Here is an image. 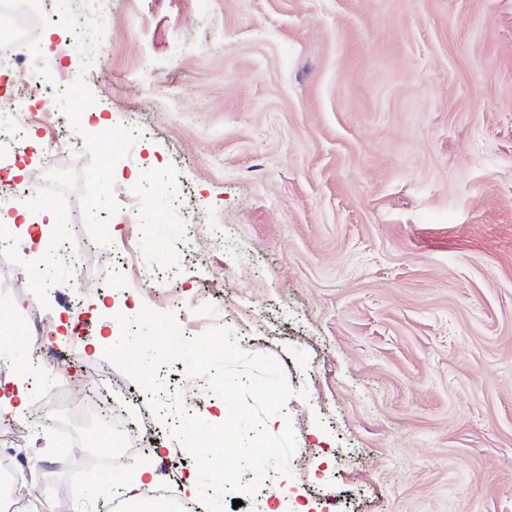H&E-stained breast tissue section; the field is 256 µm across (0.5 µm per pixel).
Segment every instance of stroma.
<instances>
[{
  "label": "stroma",
  "mask_w": 512,
  "mask_h": 512,
  "mask_svg": "<svg viewBox=\"0 0 512 512\" xmlns=\"http://www.w3.org/2000/svg\"><path fill=\"white\" fill-rule=\"evenodd\" d=\"M106 36L82 69L57 0H39L28 53L83 74L96 99L84 132L134 125L115 166L133 191L94 243L77 194L73 243L86 275L41 307L0 277V309L59 352L41 366L74 401L103 397L120 421L112 452L152 465L167 512L201 507L183 492L195 462L172 463L174 416L96 353L116 314L173 313L184 338L223 320L240 347L283 368L282 418L299 448L263 487L223 497L224 512H512V0H102ZM55 87L16 108L0 132L28 129L15 181L89 157ZM151 276L144 297L134 286ZM73 306L65 308L62 299ZM78 339L61 335L71 311ZM149 440L130 451L128 431ZM88 445L36 425L18 453L30 482L66 512L124 505L119 471L96 487Z\"/></svg>",
  "instance_id": "35a3bbf8"
}]
</instances>
